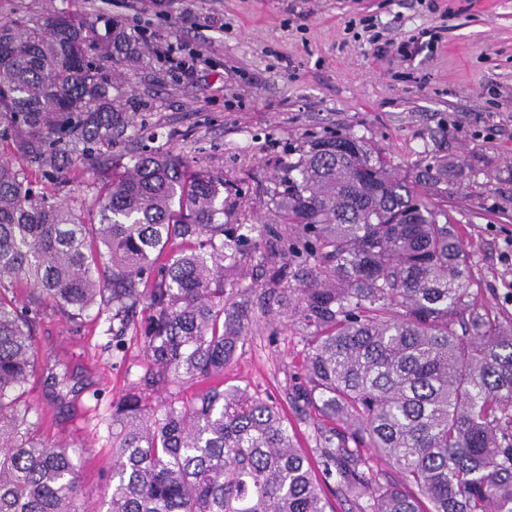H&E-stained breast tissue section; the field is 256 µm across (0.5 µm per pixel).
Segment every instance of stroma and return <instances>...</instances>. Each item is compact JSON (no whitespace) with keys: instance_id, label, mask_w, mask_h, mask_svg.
Instances as JSON below:
<instances>
[{"instance_id":"obj_1","label":"stroma","mask_w":512,"mask_h":512,"mask_svg":"<svg viewBox=\"0 0 512 512\" xmlns=\"http://www.w3.org/2000/svg\"><path fill=\"white\" fill-rule=\"evenodd\" d=\"M106 10L149 48L126 70L123 104L161 132V145L223 174L228 224H267L279 159L309 140L350 132L383 148L395 171L415 176L447 160L434 187L469 251L471 288L512 325V0H0V17ZM437 30L430 42L428 30ZM417 41L409 58L400 44ZM200 51L194 77L156 46ZM269 283L258 255L227 272V297L247 309L249 334L224 383L280 405L311 446V412L293 402L303 384V332L272 326L260 306ZM40 368L24 388L30 428L74 450L82 484L104 492L112 474L115 405L139 391L148 406L188 399L198 384L142 389L143 342L115 338L92 318L73 323L43 306L34 323Z\"/></svg>"}]
</instances>
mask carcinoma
<instances>
[{
  "instance_id": "carcinoma-1",
  "label": "carcinoma",
  "mask_w": 512,
  "mask_h": 512,
  "mask_svg": "<svg viewBox=\"0 0 512 512\" xmlns=\"http://www.w3.org/2000/svg\"><path fill=\"white\" fill-rule=\"evenodd\" d=\"M145 53L102 10L0 21V512L91 497L21 402L46 304L141 333L144 385L201 384L151 413L136 393L116 405L106 512H327L278 406L224 386L248 336L224 273L263 239L280 258L267 311L306 332L294 400L318 415L312 453L354 512H512V325L470 302L448 210L346 133L278 162L258 237L224 223V175L147 145L158 134L122 107L119 67ZM129 138L143 145L113 152ZM76 169L98 185L86 210L60 196ZM370 451L394 472L383 483Z\"/></svg>"
}]
</instances>
